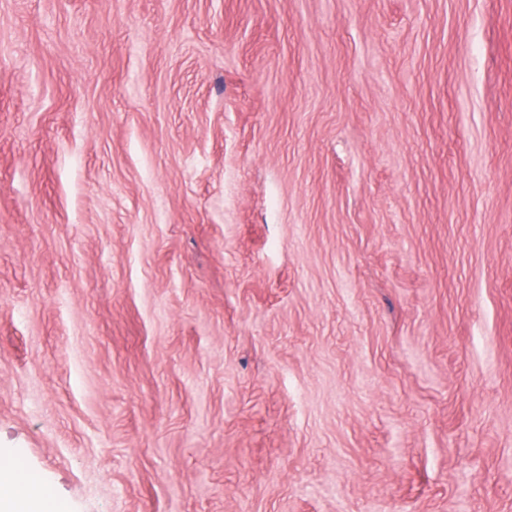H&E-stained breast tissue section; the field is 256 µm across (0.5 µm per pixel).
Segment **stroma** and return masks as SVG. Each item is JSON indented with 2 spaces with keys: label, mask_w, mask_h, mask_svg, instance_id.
Wrapping results in <instances>:
<instances>
[{
  "label": "stroma",
  "mask_w": 512,
  "mask_h": 512,
  "mask_svg": "<svg viewBox=\"0 0 512 512\" xmlns=\"http://www.w3.org/2000/svg\"><path fill=\"white\" fill-rule=\"evenodd\" d=\"M0 451L65 512H512V0H0Z\"/></svg>",
  "instance_id": "stroma-1"
}]
</instances>
